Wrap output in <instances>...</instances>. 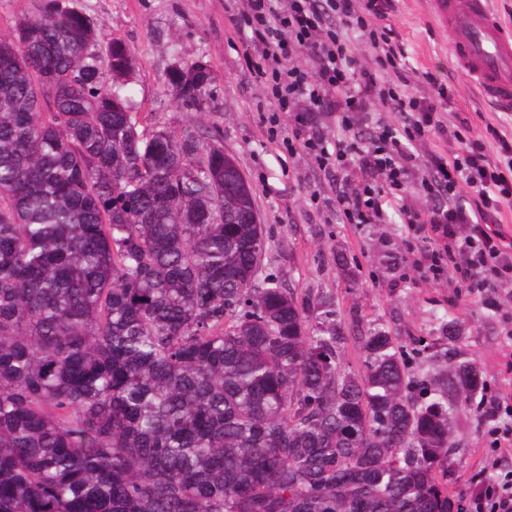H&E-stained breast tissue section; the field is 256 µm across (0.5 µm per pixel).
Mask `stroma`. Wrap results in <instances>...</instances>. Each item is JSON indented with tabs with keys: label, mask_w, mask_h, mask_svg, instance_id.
Wrapping results in <instances>:
<instances>
[{
	"label": "stroma",
	"mask_w": 512,
	"mask_h": 512,
	"mask_svg": "<svg viewBox=\"0 0 512 512\" xmlns=\"http://www.w3.org/2000/svg\"><path fill=\"white\" fill-rule=\"evenodd\" d=\"M97 22V45L122 40L130 51L129 80L135 110L144 124L174 134L194 131L223 146L255 189L267 255L262 276L277 279L310 308L333 297L354 336L341 355L346 369L359 371L364 358L355 336L375 324L391 327L413 378L410 396L421 397L442 368L446 354L465 355L487 387L512 401V293L494 304L465 296L448 278L425 277L412 266L414 241L399 216L382 224H341L323 172L303 152L287 153L267 139L265 92L250 73V59L229 24L228 0H77ZM408 48L409 63L447 78L455 89L448 124L461 139L486 137L493 108L478 86L452 64L449 40L432 18L430 0H399L389 19ZM204 62L215 81L203 111L181 106L169 85L172 67ZM468 326L464 338L448 343L445 323ZM488 423L481 403L453 413L456 443L447 480L454 497L485 479L483 456Z\"/></svg>",
	"instance_id": "obj_1"
}]
</instances>
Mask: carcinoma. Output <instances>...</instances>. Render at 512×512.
<instances>
[{
    "label": "carcinoma",
    "instance_id": "cac0c4a2",
    "mask_svg": "<svg viewBox=\"0 0 512 512\" xmlns=\"http://www.w3.org/2000/svg\"><path fill=\"white\" fill-rule=\"evenodd\" d=\"M132 60L73 0L0 40V512H453L449 417L397 337L311 317L278 281L255 190L218 144L139 130ZM169 86L201 110L203 62Z\"/></svg>",
    "mask_w": 512,
    "mask_h": 512
}]
</instances>
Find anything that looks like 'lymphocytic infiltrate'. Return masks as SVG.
<instances>
[{
    "label": "lymphocytic infiltrate",
    "mask_w": 512,
    "mask_h": 512,
    "mask_svg": "<svg viewBox=\"0 0 512 512\" xmlns=\"http://www.w3.org/2000/svg\"><path fill=\"white\" fill-rule=\"evenodd\" d=\"M229 17L243 39L251 73L266 86L270 135L279 115L293 113L303 131L299 146L323 171L343 224H380L411 184L431 201L401 211L409 235L420 240L411 263L427 277L451 276L456 287L512 288V243L495 222L512 210V137L488 125L491 142L476 139L447 156L415 144L441 134L458 139L445 114L453 99L447 82L408 64V49L386 22L397 0H239ZM365 39L373 69L360 68L355 37ZM418 85L417 93L405 89ZM401 113L403 128L376 121L356 137L370 102ZM337 117L341 137L329 140L319 119ZM467 187L460 197L459 187ZM492 422L486 455L493 478L473 483L464 512H512V403L485 399Z\"/></svg>",
    "instance_id": "f902f5d3"
}]
</instances>
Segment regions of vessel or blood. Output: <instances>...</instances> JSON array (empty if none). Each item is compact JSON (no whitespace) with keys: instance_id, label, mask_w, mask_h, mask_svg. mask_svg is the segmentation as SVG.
I'll return each mask as SVG.
<instances>
[{"instance_id":"obj_1","label":"vessel or blood","mask_w":512,"mask_h":512,"mask_svg":"<svg viewBox=\"0 0 512 512\" xmlns=\"http://www.w3.org/2000/svg\"><path fill=\"white\" fill-rule=\"evenodd\" d=\"M431 11L451 37L457 69L497 111L512 112V30L500 24L488 0H431Z\"/></svg>"}]
</instances>
